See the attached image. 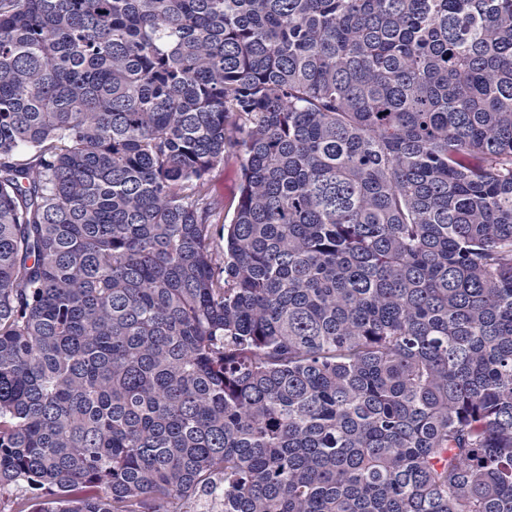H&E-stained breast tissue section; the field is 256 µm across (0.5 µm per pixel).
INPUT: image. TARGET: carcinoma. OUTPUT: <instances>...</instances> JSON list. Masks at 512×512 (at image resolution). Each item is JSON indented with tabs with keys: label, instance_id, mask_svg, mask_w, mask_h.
<instances>
[{
	"label": "carcinoma",
	"instance_id": "carcinoma-1",
	"mask_svg": "<svg viewBox=\"0 0 512 512\" xmlns=\"http://www.w3.org/2000/svg\"><path fill=\"white\" fill-rule=\"evenodd\" d=\"M11 488L512 512V0H0ZM239 179V162L235 154L227 152L224 155V165L215 172V192L224 213L231 214L237 204V185Z\"/></svg>",
	"mask_w": 512,
	"mask_h": 512
}]
</instances>
